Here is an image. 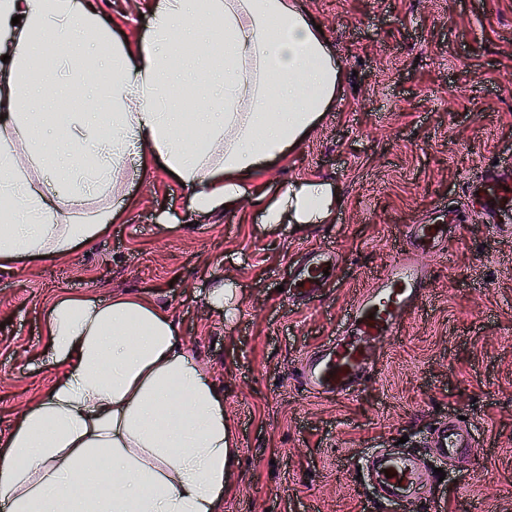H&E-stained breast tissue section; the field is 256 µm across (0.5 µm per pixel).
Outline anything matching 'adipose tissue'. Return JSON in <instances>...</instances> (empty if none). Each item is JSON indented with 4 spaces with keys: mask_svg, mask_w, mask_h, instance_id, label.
Masks as SVG:
<instances>
[{
    "mask_svg": "<svg viewBox=\"0 0 512 512\" xmlns=\"http://www.w3.org/2000/svg\"><path fill=\"white\" fill-rule=\"evenodd\" d=\"M136 46L114 38L94 0H0V260L57 259L104 234L116 213L61 223L120 182L130 155L164 165L209 213L242 198L247 181L285 157L334 103V50L301 0H154ZM78 26L111 49L84 80L112 88L109 121L68 113L60 136L92 165L50 173L41 117L25 109L53 80L39 53ZM201 83L220 71V94L187 113L168 90L177 67ZM338 197L316 179L288 184L266 204V224L330 222ZM48 394L0 436V505L8 512H224L235 442L224 396L182 342L170 314L145 295L56 300L46 316Z\"/></svg>",
    "mask_w": 512,
    "mask_h": 512,
    "instance_id": "obj_1",
    "label": "adipose tissue"
}]
</instances>
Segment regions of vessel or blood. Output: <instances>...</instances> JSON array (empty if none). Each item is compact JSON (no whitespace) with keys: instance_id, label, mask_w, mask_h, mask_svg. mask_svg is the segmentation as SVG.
Here are the masks:
<instances>
[{"instance_id":"b4317fda","label":"vessel or blood","mask_w":512,"mask_h":512,"mask_svg":"<svg viewBox=\"0 0 512 512\" xmlns=\"http://www.w3.org/2000/svg\"><path fill=\"white\" fill-rule=\"evenodd\" d=\"M467 198L479 207L499 232H512V166L472 182ZM454 221L413 224L408 229V248L390 261L384 273L366 289L347 313L345 329L323 347L313 351L301 364L300 383L309 392L332 398L352 394L374 369L371 356L376 346L397 337L408 313L424 297L428 281L416 255L440 252L455 229ZM330 253L307 252L289 277L291 292L318 296L330 282L324 271L333 267ZM472 434L456 418L433 430L428 447L433 457L465 462L472 446ZM369 468L376 486L392 502H407L423 495L430 482V469L413 456L371 457Z\"/></svg>"}]
</instances>
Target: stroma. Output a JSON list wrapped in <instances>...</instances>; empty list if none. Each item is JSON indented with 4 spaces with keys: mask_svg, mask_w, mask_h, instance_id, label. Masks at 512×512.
Listing matches in <instances>:
<instances>
[{
    "mask_svg": "<svg viewBox=\"0 0 512 512\" xmlns=\"http://www.w3.org/2000/svg\"><path fill=\"white\" fill-rule=\"evenodd\" d=\"M114 34L149 27L148 0H95ZM342 65L331 109L284 160L256 173L232 207L204 215L156 166L129 158L109 232L67 256L0 263V436L57 379L45 335L58 297H153L224 393L237 446L224 512H512V234L468 211V183L512 157V0H302ZM78 71L31 100L43 146L66 163L58 101L76 99ZM340 199L326 224L260 221L261 205L299 179ZM465 210L437 253L417 255L425 300L400 336L379 346L355 394L302 391L299 363L345 325L365 289L405 245L409 225L439 208ZM338 255L318 300L285 287L305 250ZM232 288L224 309L207 293ZM463 416L467 466L426 499L375 497L358 473L378 448L422 451L431 429Z\"/></svg>",
    "mask_w": 512,
    "mask_h": 512,
    "instance_id": "obj_1",
    "label": "stroma"
}]
</instances>
